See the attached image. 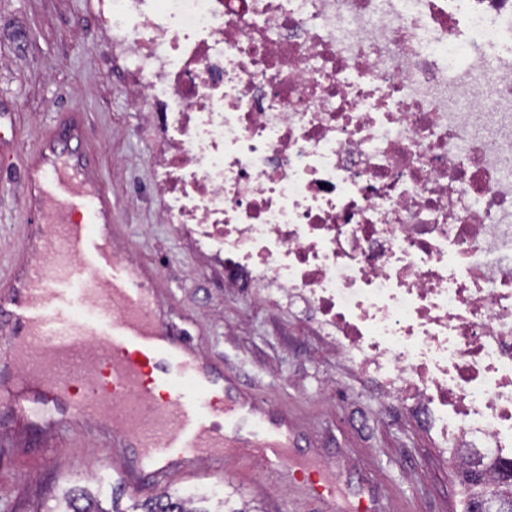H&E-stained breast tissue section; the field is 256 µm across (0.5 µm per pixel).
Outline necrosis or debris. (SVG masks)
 <instances>
[{"mask_svg": "<svg viewBox=\"0 0 512 512\" xmlns=\"http://www.w3.org/2000/svg\"><path fill=\"white\" fill-rule=\"evenodd\" d=\"M164 223L442 448H512V0H98Z\"/></svg>", "mask_w": 512, "mask_h": 512, "instance_id": "necrosis-or-debris-1", "label": "necrosis or debris"}]
</instances>
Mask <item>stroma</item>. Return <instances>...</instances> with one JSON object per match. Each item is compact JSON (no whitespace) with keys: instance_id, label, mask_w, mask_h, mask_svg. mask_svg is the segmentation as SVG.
<instances>
[{"instance_id":"35a3bbf8","label":"stroma","mask_w":512,"mask_h":512,"mask_svg":"<svg viewBox=\"0 0 512 512\" xmlns=\"http://www.w3.org/2000/svg\"><path fill=\"white\" fill-rule=\"evenodd\" d=\"M65 112L82 113V144L94 173L111 191L120 252L150 265L166 286L165 305L215 360L236 371L262 410L288 414L296 451L335 473L346 497L373 493L384 512H462L458 471L423 425L400 404L383 405L363 379L326 349L287 303H256L245 289L202 263L193 242L162 223L155 189L158 136L142 122L122 70L103 47L97 0H0V265L14 252L25 222L23 165L43 132ZM112 449L84 427L50 438L17 426L0 408V512H52L65 489L91 486L93 470L118 480ZM256 512H328L261 462L229 457L223 472L200 463L148 488L126 492L121 507L161 492L223 493Z\"/></svg>"}]
</instances>
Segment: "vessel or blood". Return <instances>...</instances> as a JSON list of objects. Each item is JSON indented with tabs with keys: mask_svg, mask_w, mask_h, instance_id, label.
Wrapping results in <instances>:
<instances>
[{
	"mask_svg": "<svg viewBox=\"0 0 512 512\" xmlns=\"http://www.w3.org/2000/svg\"><path fill=\"white\" fill-rule=\"evenodd\" d=\"M83 133V118L65 114L27 161L28 203L51 214L53 230L25 225L8 289L0 293V317L22 329L7 406L48 430L63 422L66 404L84 417L110 413L100 435L122 449L111 469L132 491L196 460L223 469L236 455L265 461L307 498L340 512L335 481L298 463L287 416L268 425L255 418L252 399L232 394L226 369L166 315L153 270L117 255L113 241L122 227L112 221L111 195L91 177L83 152L62 149ZM80 270L105 285L83 293L91 322L67 310L69 284Z\"/></svg>",
	"mask_w": 512,
	"mask_h": 512,
	"instance_id": "vessel-or-blood-1",
	"label": "vessel or blood"
}]
</instances>
